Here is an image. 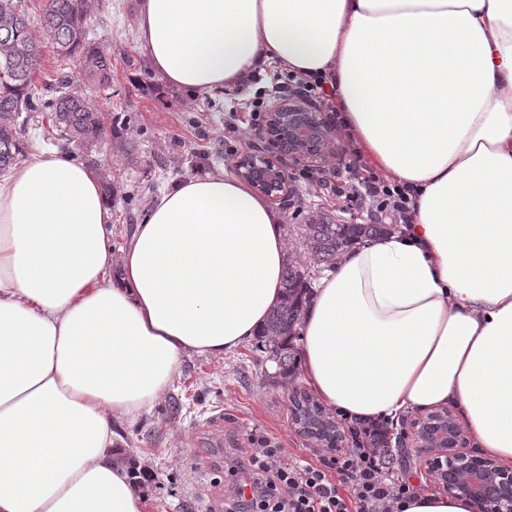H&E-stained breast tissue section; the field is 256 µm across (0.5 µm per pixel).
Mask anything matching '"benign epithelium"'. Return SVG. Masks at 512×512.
Wrapping results in <instances>:
<instances>
[{"mask_svg":"<svg viewBox=\"0 0 512 512\" xmlns=\"http://www.w3.org/2000/svg\"><path fill=\"white\" fill-rule=\"evenodd\" d=\"M266 138L268 150L244 153L236 162L235 172L273 202L284 200L291 191L280 157L314 165L334 150L324 113L292 95L271 96ZM403 436L422 455L442 492L471 500L477 512H512V470L467 448L469 438L450 410L434 411L412 421Z\"/></svg>","mask_w":512,"mask_h":512,"instance_id":"obj_1","label":"benign epithelium"}]
</instances>
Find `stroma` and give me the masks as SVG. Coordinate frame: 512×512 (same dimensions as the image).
<instances>
[{"label":"stroma","instance_id":"stroma-1","mask_svg":"<svg viewBox=\"0 0 512 512\" xmlns=\"http://www.w3.org/2000/svg\"><path fill=\"white\" fill-rule=\"evenodd\" d=\"M139 0H91V36L112 56V88L88 96L114 127L92 154L97 166L112 168V250L120 252L158 195L180 180L234 173L244 152L264 147L265 116L250 120L256 98L288 79V68L266 67L259 81L191 97L160 81L140 48ZM133 143L127 161L114 156L117 143ZM293 178L283 206L290 259L311 260L295 229L312 210H326L345 224L367 223L365 208L323 194L312 185V166L283 158ZM301 368L276 371L253 340L221 357L185 356L173 385L140 419L117 422L115 432L132 461L147 460L148 477L138 482L145 512H224V458L265 439L286 448L302 463L318 464L327 448L301 435L291 399L308 392Z\"/></svg>","mask_w":512,"mask_h":512}]
</instances>
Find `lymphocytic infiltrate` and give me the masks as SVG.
I'll return each mask as SVG.
<instances>
[{"instance_id":"obj_1","label":"lymphocytic infiltrate","mask_w":512,"mask_h":512,"mask_svg":"<svg viewBox=\"0 0 512 512\" xmlns=\"http://www.w3.org/2000/svg\"><path fill=\"white\" fill-rule=\"evenodd\" d=\"M316 182L336 197L364 202L375 223L411 221L414 202L403 185L363 175L355 166L347 178L321 175ZM377 430V423L368 424L362 430L363 443L320 466L301 464L283 448L258 442L246 449L245 462L232 459L224 464L230 480L243 473L251 478L250 493L236 492L224 512H401V503L415 494L416 487L392 477L389 449L369 445Z\"/></svg>"}]
</instances>
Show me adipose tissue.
<instances>
[{"label":"adipose tissue","mask_w":512,"mask_h":512,"mask_svg":"<svg viewBox=\"0 0 512 512\" xmlns=\"http://www.w3.org/2000/svg\"><path fill=\"white\" fill-rule=\"evenodd\" d=\"M138 31L194 97L274 61L332 77L342 130L415 206L321 279L304 377L360 424L454 406L512 469V0H141ZM111 222L60 154L0 182V512H143L115 420L279 300L285 216L233 175L163 192L118 255Z\"/></svg>","instance_id":"ef3b65f1"}]
</instances>
